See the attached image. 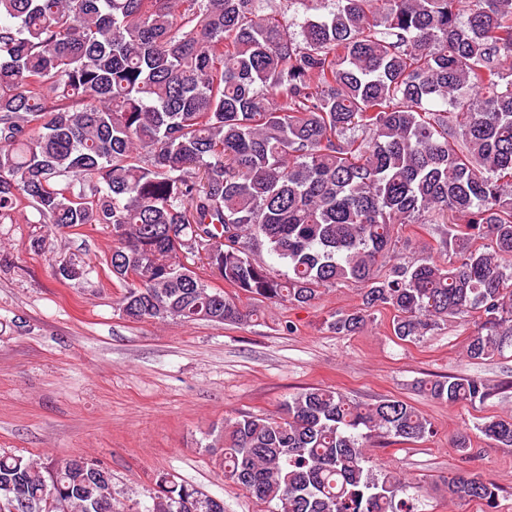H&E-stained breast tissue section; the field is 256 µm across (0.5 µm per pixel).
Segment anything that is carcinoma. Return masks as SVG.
<instances>
[{"mask_svg": "<svg viewBox=\"0 0 512 512\" xmlns=\"http://www.w3.org/2000/svg\"><path fill=\"white\" fill-rule=\"evenodd\" d=\"M255 0H0V223L26 209L62 230L112 228L107 260L133 321L243 324L240 296L304 307L340 283L418 340L471 314L466 356L512 346V0H334L301 25ZM446 224L443 258L407 261L396 226ZM260 247L288 264L279 278ZM188 258L198 265L185 263ZM218 272L234 295L211 284ZM431 399L485 401L476 377L425 380ZM512 447V414L481 423ZM431 422L396 398L302 389L276 415L224 421V478L275 512H414L413 484L376 467L380 439ZM452 448L473 455L459 432ZM104 465L0 455V512L55 481L72 512H115ZM494 508L480 473L443 481ZM145 512H224L157 477Z\"/></svg>", "mask_w": 512, "mask_h": 512, "instance_id": "carcinoma-1", "label": "carcinoma"}]
</instances>
